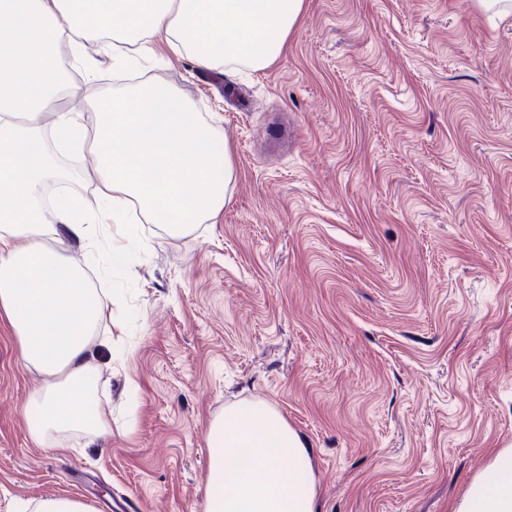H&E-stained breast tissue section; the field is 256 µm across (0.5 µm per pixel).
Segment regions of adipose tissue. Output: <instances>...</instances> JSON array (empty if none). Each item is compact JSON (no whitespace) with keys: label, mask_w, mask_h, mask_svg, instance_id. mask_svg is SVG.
<instances>
[{"label":"adipose tissue","mask_w":512,"mask_h":512,"mask_svg":"<svg viewBox=\"0 0 512 512\" xmlns=\"http://www.w3.org/2000/svg\"><path fill=\"white\" fill-rule=\"evenodd\" d=\"M302 8L303 0H0V319L20 365L44 377L28 418L41 447L100 431L110 415L93 395L90 344L112 318V295L90 287L51 238L94 253L111 227L133 236L136 214L186 236L221 217L235 174L222 134L156 82L90 102L91 124L86 113L55 112L58 44L68 42L89 77L102 60L120 67L158 43L202 69L259 70L281 56ZM59 149L94 157L95 207L65 188ZM207 442L204 512H316L308 444L273 406L225 409ZM452 512H512V448L496 451Z\"/></svg>","instance_id":"1"}]
</instances>
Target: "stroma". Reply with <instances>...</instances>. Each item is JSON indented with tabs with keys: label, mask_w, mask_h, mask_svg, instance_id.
Segmentation results:
<instances>
[{
	"label": "stroma",
	"mask_w": 512,
	"mask_h": 512,
	"mask_svg": "<svg viewBox=\"0 0 512 512\" xmlns=\"http://www.w3.org/2000/svg\"><path fill=\"white\" fill-rule=\"evenodd\" d=\"M213 83L167 52L104 64L59 111L145 77L218 127L216 224H141L93 342L107 430L33 440L42 380L0 322V512H204L207 433L263 401L308 442L317 512H451L512 448V16L474 0H304L283 54ZM37 512H91L89 507L80 501L66 498H48L38 503Z\"/></svg>",
	"instance_id": "obj_1"
}]
</instances>
